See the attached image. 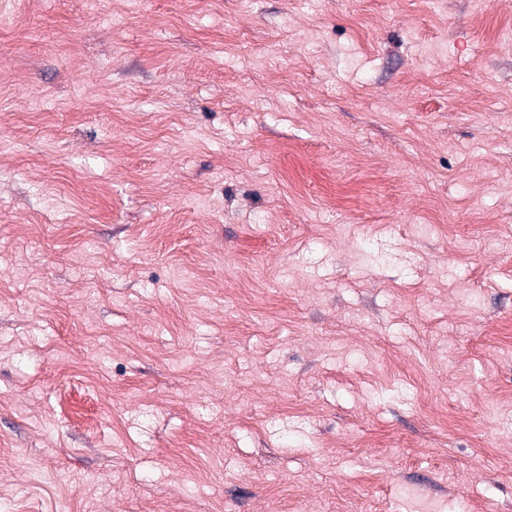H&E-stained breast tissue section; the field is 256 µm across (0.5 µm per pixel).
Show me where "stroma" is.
Masks as SVG:
<instances>
[{"mask_svg":"<svg viewBox=\"0 0 512 512\" xmlns=\"http://www.w3.org/2000/svg\"><path fill=\"white\" fill-rule=\"evenodd\" d=\"M512 512V0H0V512Z\"/></svg>","mask_w":512,"mask_h":512,"instance_id":"stroma-1","label":"stroma"}]
</instances>
